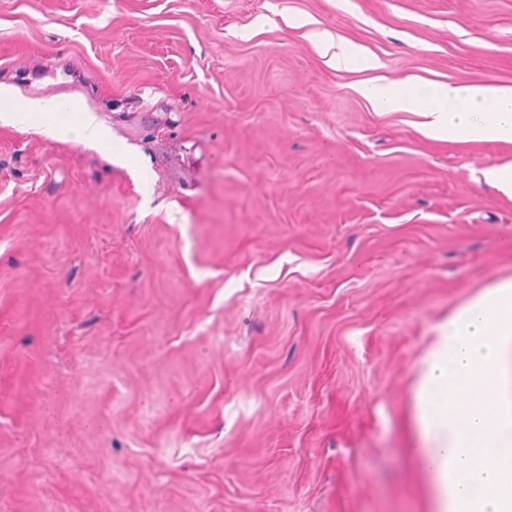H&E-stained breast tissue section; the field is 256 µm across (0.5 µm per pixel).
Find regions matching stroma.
<instances>
[{
  "mask_svg": "<svg viewBox=\"0 0 512 512\" xmlns=\"http://www.w3.org/2000/svg\"><path fill=\"white\" fill-rule=\"evenodd\" d=\"M376 81L512 87V0H0V88L121 145L0 126V512H429L416 364L512 275V145ZM327 51L333 47L336 51L330 55L329 62L336 66V68L346 66L351 61H357L364 69H374L378 67V62L375 58L364 54L361 49L352 43L336 42V46L331 41L328 34L324 35ZM484 184L512 197V162L491 164L481 171Z\"/></svg>",
  "mask_w": 512,
  "mask_h": 512,
  "instance_id": "1",
  "label": "stroma"
}]
</instances>
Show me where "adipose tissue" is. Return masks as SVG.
I'll return each mask as SVG.
<instances>
[{"label":"adipose tissue","mask_w":512,"mask_h":512,"mask_svg":"<svg viewBox=\"0 0 512 512\" xmlns=\"http://www.w3.org/2000/svg\"><path fill=\"white\" fill-rule=\"evenodd\" d=\"M364 96L386 112L418 111L423 134L448 142L512 143V88L435 84ZM46 100L0 93V126L31 128L59 141L103 147L94 113L54 120ZM410 446L430 482L432 512H512V276L492 280L433 325L412 387Z\"/></svg>","instance_id":"ef3b65f1"}]
</instances>
